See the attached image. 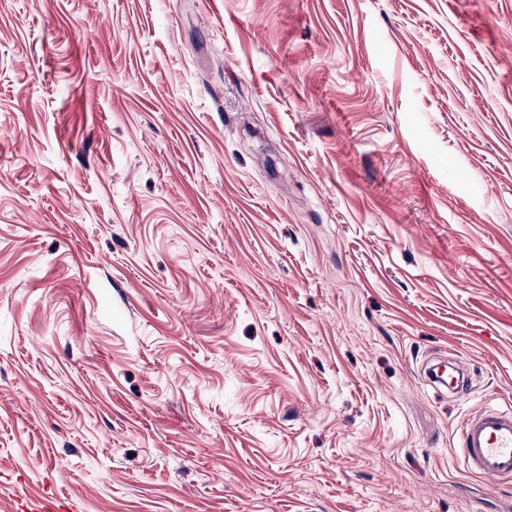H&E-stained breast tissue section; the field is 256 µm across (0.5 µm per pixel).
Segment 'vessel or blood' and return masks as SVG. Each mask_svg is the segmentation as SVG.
Masks as SVG:
<instances>
[{
    "mask_svg": "<svg viewBox=\"0 0 512 512\" xmlns=\"http://www.w3.org/2000/svg\"><path fill=\"white\" fill-rule=\"evenodd\" d=\"M455 452L489 484L512 482V408L487 405L470 414L459 431Z\"/></svg>",
    "mask_w": 512,
    "mask_h": 512,
    "instance_id": "obj_1",
    "label": "vessel or blood"
}]
</instances>
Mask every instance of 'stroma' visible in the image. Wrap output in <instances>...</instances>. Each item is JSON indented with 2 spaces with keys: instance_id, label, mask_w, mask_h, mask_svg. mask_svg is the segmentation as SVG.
I'll return each mask as SVG.
<instances>
[{
  "instance_id": "1",
  "label": "stroma",
  "mask_w": 512,
  "mask_h": 512,
  "mask_svg": "<svg viewBox=\"0 0 512 512\" xmlns=\"http://www.w3.org/2000/svg\"><path fill=\"white\" fill-rule=\"evenodd\" d=\"M488 404L512 0H0V512H512ZM454 453L489 484L512 482V408L486 405L470 414Z\"/></svg>"
}]
</instances>
